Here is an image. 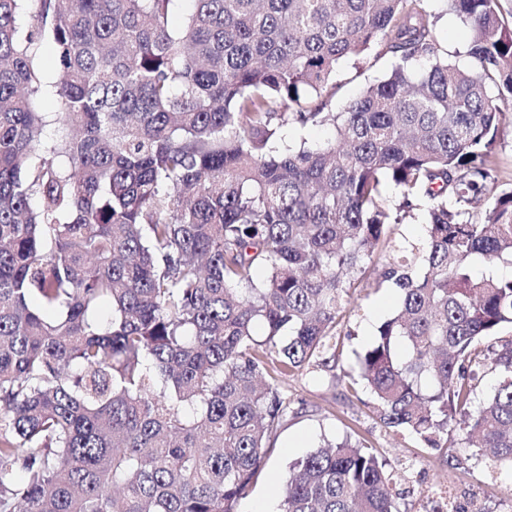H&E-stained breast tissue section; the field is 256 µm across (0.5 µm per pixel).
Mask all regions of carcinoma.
<instances>
[{
	"label": "carcinoma",
	"mask_w": 512,
	"mask_h": 512,
	"mask_svg": "<svg viewBox=\"0 0 512 512\" xmlns=\"http://www.w3.org/2000/svg\"><path fill=\"white\" fill-rule=\"evenodd\" d=\"M191 2L175 26L173 0H0V512H236L288 417L282 382L336 368L371 276L400 298L355 358L373 413L450 465H512V346L481 347L512 324V276L472 270L512 265L500 0H446L468 69L426 0ZM45 44L53 113L31 102ZM372 47L391 73L332 111L336 65ZM424 202V237H394ZM475 366L499 380L472 411ZM384 467L348 438L318 449L281 512H400ZM426 3L435 36L448 50V58L460 66H470L471 58L467 55L470 41L469 24L463 18L447 11L442 0H429ZM506 118L500 128V132L496 142V152L499 158L504 163L505 169L501 174L500 187H512V181H510V168L512 164V104L511 107H506ZM509 183L508 185H503ZM502 185V186H501ZM334 130L331 126L325 125L320 127L311 128H295L290 127L288 129V140L298 141L302 138L306 139L310 145H319L324 141L333 137Z\"/></svg>",
	"instance_id": "obj_1"
}]
</instances>
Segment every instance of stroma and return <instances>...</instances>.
<instances>
[{
  "instance_id": "35a3bbf8",
  "label": "stroma",
  "mask_w": 512,
  "mask_h": 512,
  "mask_svg": "<svg viewBox=\"0 0 512 512\" xmlns=\"http://www.w3.org/2000/svg\"><path fill=\"white\" fill-rule=\"evenodd\" d=\"M427 9L435 36L449 59L469 66L468 23L447 11L444 0H428ZM393 65L392 58L374 48L340 60L333 77L335 111H344L368 86L385 79ZM353 306L341 328L343 354L335 370H305L285 384L293 410L272 440L259 478L238 501L237 512H277L278 489L290 467L324 441L347 437L372 448L384 461L400 512H432L434 502L426 494L430 488L455 492L460 503H473L482 512H512L511 470L496 466L485 456L448 466L439 451L414 435L396 433L381 424L370 409V395L354 389L349 371L354 352L367 347L377 327L397 310L399 298L388 288H361Z\"/></svg>"
}]
</instances>
